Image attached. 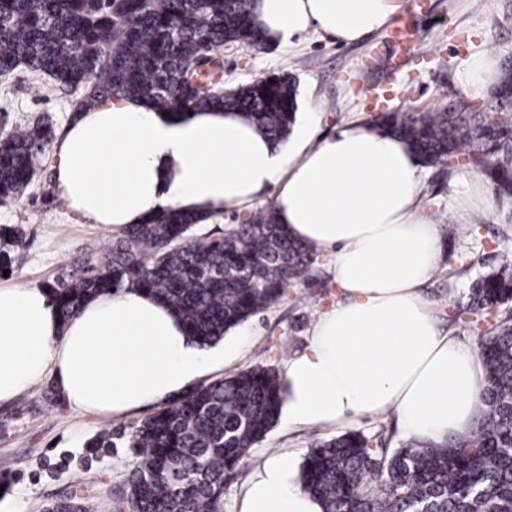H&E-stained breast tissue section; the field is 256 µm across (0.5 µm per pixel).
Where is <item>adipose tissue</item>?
<instances>
[{
	"mask_svg": "<svg viewBox=\"0 0 512 512\" xmlns=\"http://www.w3.org/2000/svg\"><path fill=\"white\" fill-rule=\"evenodd\" d=\"M394 9V0H256L255 18L283 45L312 29L353 43ZM459 76L464 91L481 93L496 63L475 48ZM53 171L72 212L118 234L167 209L212 219L274 188L276 222L334 252L341 295L308 349L284 365V422L334 427L392 412L411 438L471 430L483 399L479 357L440 333L419 295L439 236L418 208L422 165L401 139L355 125L315 146L304 132L277 145L238 110L167 115L121 97L70 121ZM214 359L145 291L93 299L65 324L47 289L0 287V404L48 380L72 410L123 415L181 394ZM235 512L323 508L303 491L294 454L278 451L250 471Z\"/></svg>",
	"mask_w": 512,
	"mask_h": 512,
	"instance_id": "adipose-tissue-1",
	"label": "adipose tissue"
}]
</instances>
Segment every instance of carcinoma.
Wrapping results in <instances>:
<instances>
[{
    "label": "carcinoma",
    "mask_w": 512,
    "mask_h": 512,
    "mask_svg": "<svg viewBox=\"0 0 512 512\" xmlns=\"http://www.w3.org/2000/svg\"><path fill=\"white\" fill-rule=\"evenodd\" d=\"M254 0H0V75L23 67L67 94L83 111L114 96L144 97L172 111L216 104L238 109L279 144L295 122L293 77L259 78L227 93L212 76L187 80V64L221 59L226 44L263 46ZM274 83H269V80ZM372 128L403 139L425 167L458 164L486 175L512 197V160L499 143L512 135V103L472 112L459 102L438 112H389ZM54 138L51 125L18 127L0 137V202L18 198ZM200 220L168 209L127 228L99 265L49 287L63 323L89 300L140 288L167 304L190 338L211 346L285 297L304 279L317 251L291 237L261 209L225 234L195 240ZM10 231L0 230V273L12 267ZM502 310L481 346L483 407L472 431L436 444L411 440L388 448L382 434L347 432L311 446L304 491L323 512H512V264L471 287L468 313ZM285 386L271 368L253 367L203 384L121 434L133 450L116 512H224L227 474L278 419ZM113 447L101 434L84 463ZM56 496L43 512H97L95 497Z\"/></svg>",
    "instance_id": "carcinoma-1"
}]
</instances>
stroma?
Instances as JSON below:
<instances>
[{
  "instance_id": "35a3bbf8",
  "label": "stroma",
  "mask_w": 512,
  "mask_h": 512,
  "mask_svg": "<svg viewBox=\"0 0 512 512\" xmlns=\"http://www.w3.org/2000/svg\"><path fill=\"white\" fill-rule=\"evenodd\" d=\"M395 16L417 31L410 54L391 60V30L383 28L347 44L316 31L292 45L225 46L224 87L233 89L270 74L295 77L297 122L308 123L314 139L335 135L354 123H369L384 112H435L462 97L457 72L472 46L494 52L496 62L512 59V0H396ZM76 95L60 94L51 81L25 69L0 77V117L7 127L50 123L62 134L74 112ZM53 158L45 156L21 197L0 203V227L17 233L12 271L1 286H46L70 279L98 263L115 235L71 213L52 191ZM463 167L424 168L419 208L437 226L454 222L448 201L466 175ZM487 207L469 211L454 235L440 234L437 265L420 290L444 335L472 350L483 337L466 314L470 288L485 272L512 263V198L487 192ZM340 298L334 256L320 252L307 282L288 288L285 298L224 336V357L210 380L254 367L282 371L285 361L309 346L317 318ZM139 410L105 418L71 410L43 383L11 404L0 406V477L12 485L0 496V512H42L44 503L67 491L85 443L115 433L110 455L93 461L100 482L120 487L135 456L120 431L146 417ZM333 428L288 427L277 422L243 460L224 489V512H233L250 470L265 454L288 449L307 455L316 439L336 436Z\"/></svg>"
}]
</instances>
